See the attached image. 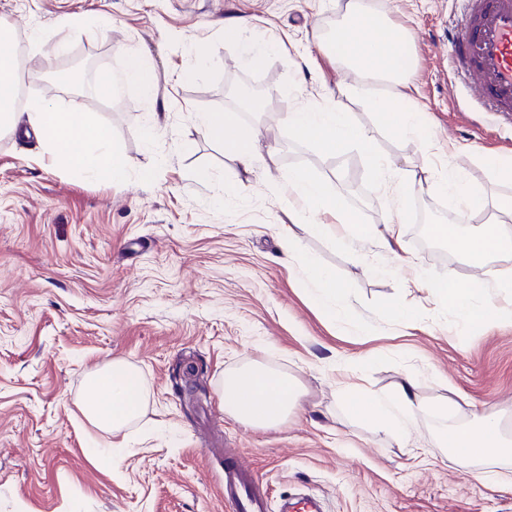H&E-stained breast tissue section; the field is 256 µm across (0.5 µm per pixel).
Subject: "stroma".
I'll list each match as a JSON object with an SVG mask.
<instances>
[{"instance_id":"obj_1","label":"stroma","mask_w":512,"mask_h":512,"mask_svg":"<svg viewBox=\"0 0 512 512\" xmlns=\"http://www.w3.org/2000/svg\"><path fill=\"white\" fill-rule=\"evenodd\" d=\"M349 0H0V24L12 27L26 95L66 110L72 95L39 81L69 56L91 52L96 71L121 70L129 55L148 58L158 76L154 96L136 85L113 100L84 95L83 111L112 128L132 163L127 179L103 184L43 162L35 138L0 134V512H225L224 451H240L282 498L311 494L325 512H512V487L474 480L437 436L451 425H475L493 409L512 433V323L473 326L454 334L452 315L426 292H405L399 276H376L390 263L374 232L389 215V198L359 147L333 156L296 139L286 113L338 96L353 121L372 130L378 152L398 165L427 156L464 170L489 202L512 195L486 165L466 154L479 146L512 157V127L473 109L468 90L448 65V28L458 0H363L411 36V95L431 126V142L393 134L357 92L358 76L337 68L319 42L342 19ZM112 20L109 37L57 28L64 15ZM248 16L258 42L278 43L256 65L243 66L218 30L224 18ZM56 32L63 53L32 51L31 29ZM206 55L192 79L190 52ZM231 83L258 86V108L225 96ZM226 111L258 127L259 160L276 149L281 169L306 168L327 179L368 235L353 251L299 231L307 262L332 270L350 290L358 319L340 327L308 298L302 268L288 265L280 236L287 194L260 176L244 177L224 149L203 133L204 113ZM161 131L147 141L145 128ZM159 165L157 178L138 172ZM212 174L209 182L196 171ZM230 189L223 206L212 198ZM401 245L414 272L498 279L512 263L470 266L428 232L450 224L481 229L487 217L459 209L434 188L403 207ZM406 297L417 306L412 327L388 307ZM377 353L365 382L383 391L405 373L431 403L451 397L448 413L420 416L411 439L398 443L354 421L336 384L358 358ZM142 374L149 396L128 430L104 435L80 403L92 369L112 360ZM261 362L294 376L303 395L287 421L246 425L224 410L227 371ZM445 375L449 389L438 386Z\"/></svg>"}]
</instances>
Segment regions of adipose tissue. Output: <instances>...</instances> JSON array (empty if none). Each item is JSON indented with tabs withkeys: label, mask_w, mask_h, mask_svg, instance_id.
Instances as JSON below:
<instances>
[{
	"label": "adipose tissue",
	"mask_w": 512,
	"mask_h": 512,
	"mask_svg": "<svg viewBox=\"0 0 512 512\" xmlns=\"http://www.w3.org/2000/svg\"><path fill=\"white\" fill-rule=\"evenodd\" d=\"M249 29L250 21L244 17L226 19L222 29L225 43L237 47L238 59L245 66L256 63L259 57L274 49L273 44L251 40ZM13 40V30L0 27V132H12L20 125H27L54 163L103 183L125 181L131 161L113 144L112 131L105 123L77 108L58 111L40 99L30 100L24 106L19 104V61L11 50ZM322 47L337 67L393 87V94L370 100L372 108L393 132L426 138L424 110L408 92L414 62L405 30L396 27L384 13L352 0L346 16L324 38ZM129 83L138 85L146 95H153L157 74L149 60L140 55L129 56L122 71L100 75L93 92L98 98L109 99ZM286 123L298 139L316 143L326 154L351 144L359 145L374 177L390 187L395 198H403L429 184L452 197L462 209L479 212L486 206L484 198L470 189L456 168L439 172L429 167L402 169L381 156L371 132L355 124L349 113L337 109L335 100L302 106L288 113ZM201 124L207 138L222 145L225 154L244 173H259L272 192H287L291 226L281 233V248L289 263L306 265L293 225L303 226L311 235L331 240L347 250L365 235L364 225L355 223L340 197L329 190L324 180L304 170L281 175L273 155L264 167H257L259 131L242 123L236 113L208 112ZM432 234L448 241L476 268L493 258H512V233L504 231L499 224L485 225L482 230L467 235L460 234L454 226L440 224L433 228ZM306 267L311 303L328 320L342 326L352 324L355 311L348 288L338 283L330 270ZM410 285L425 288L436 303L452 312L457 335H466L476 324L512 322V309L500 307L490 299L488 285L483 280L473 278L461 283L452 276L429 281L417 277ZM367 366V361H360L353 380L340 385L347 411L398 441H406L416 428L418 417L430 409L416 393L415 375L405 376L390 390L374 391L362 383ZM300 397L296 378L258 362L227 372L221 392L224 408L230 415L259 427L284 422ZM146 403L144 379L125 361H112L87 375L82 414L101 432L113 435L123 431L141 416ZM438 444L450 449L458 461L484 462V469L475 474L477 480L506 481V474L492 467L507 446L502 417L497 411L484 413L477 428L443 429Z\"/></svg>",
	"instance_id": "1"
}]
</instances>
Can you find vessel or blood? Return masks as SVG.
I'll list each match as a JSON object with an SVG mask.
<instances>
[{
    "instance_id": "b4317fda",
    "label": "vessel or blood",
    "mask_w": 512,
    "mask_h": 512,
    "mask_svg": "<svg viewBox=\"0 0 512 512\" xmlns=\"http://www.w3.org/2000/svg\"><path fill=\"white\" fill-rule=\"evenodd\" d=\"M448 64L466 78L482 111L512 122V0H460ZM271 492L240 453H224L227 512H269Z\"/></svg>"
}]
</instances>
